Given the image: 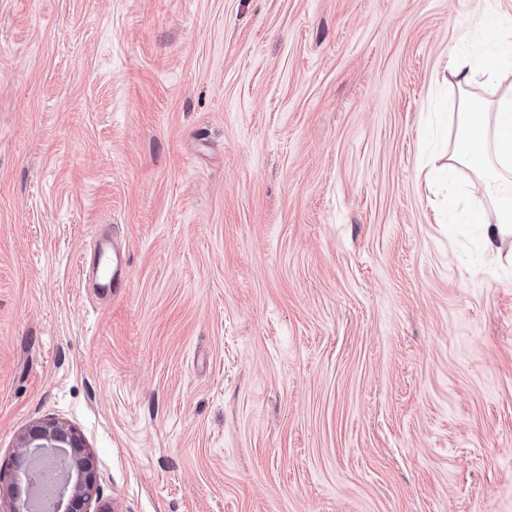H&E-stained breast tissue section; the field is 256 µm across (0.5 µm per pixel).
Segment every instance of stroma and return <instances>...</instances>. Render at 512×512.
Listing matches in <instances>:
<instances>
[{"mask_svg":"<svg viewBox=\"0 0 512 512\" xmlns=\"http://www.w3.org/2000/svg\"><path fill=\"white\" fill-rule=\"evenodd\" d=\"M491 18L0 0V464L55 419L114 512H512V267L426 181ZM97 269L100 270V288H125V273L128 268L126 252L113 241L112 246L99 236L94 245ZM112 267V276L110 268Z\"/></svg>","mask_w":512,"mask_h":512,"instance_id":"1","label":"stroma"}]
</instances>
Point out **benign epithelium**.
Masks as SVG:
<instances>
[{
    "label": "benign epithelium",
    "mask_w": 512,
    "mask_h": 512,
    "mask_svg": "<svg viewBox=\"0 0 512 512\" xmlns=\"http://www.w3.org/2000/svg\"><path fill=\"white\" fill-rule=\"evenodd\" d=\"M33 448L69 449L70 479L52 503V512H91L92 503L99 500V477L92 453L77 429L57 421L31 423L18 438L12 464H18L19 457Z\"/></svg>",
    "instance_id": "1"
}]
</instances>
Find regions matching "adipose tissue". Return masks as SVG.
I'll list each match as a JSON object with an SVG mask.
<instances>
[{"label":"adipose tissue","instance_id":"adipose-tissue-1","mask_svg":"<svg viewBox=\"0 0 512 512\" xmlns=\"http://www.w3.org/2000/svg\"><path fill=\"white\" fill-rule=\"evenodd\" d=\"M486 35L497 47V55L479 58L466 51L449 55L448 72L457 84H469L479 75L490 82L498 81L504 66L502 53L512 48V28L492 23ZM457 117L460 141L449 153L448 165L478 172L468 190L474 200L470 221L483 225L486 240L511 237L512 92L503 94L490 111L480 101L459 99Z\"/></svg>","mask_w":512,"mask_h":512}]
</instances>
